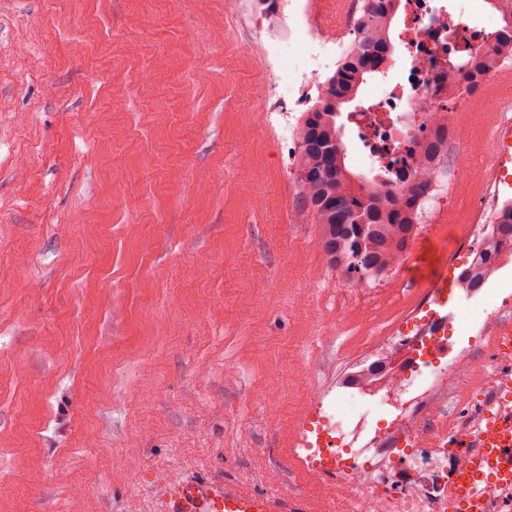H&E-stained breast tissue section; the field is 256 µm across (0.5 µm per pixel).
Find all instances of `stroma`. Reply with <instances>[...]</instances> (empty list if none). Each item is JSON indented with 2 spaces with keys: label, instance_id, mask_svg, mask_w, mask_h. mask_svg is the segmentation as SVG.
Instances as JSON below:
<instances>
[{
  "label": "stroma",
  "instance_id": "obj_1",
  "mask_svg": "<svg viewBox=\"0 0 512 512\" xmlns=\"http://www.w3.org/2000/svg\"><path fill=\"white\" fill-rule=\"evenodd\" d=\"M244 0H0V512H159L152 486L317 489L311 391L432 284L436 224L369 310L298 147L252 101Z\"/></svg>",
  "mask_w": 512,
  "mask_h": 512
}]
</instances>
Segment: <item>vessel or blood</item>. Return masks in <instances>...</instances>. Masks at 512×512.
Here are the masks:
<instances>
[{"mask_svg": "<svg viewBox=\"0 0 512 512\" xmlns=\"http://www.w3.org/2000/svg\"><path fill=\"white\" fill-rule=\"evenodd\" d=\"M461 447L468 454L453 476L455 496L449 508L487 512L479 489L487 483L512 495V371H504L497 396L474 419ZM163 512H288L282 500L250 492L232 482L221 484L186 480L161 483L153 489Z\"/></svg>", "mask_w": 512, "mask_h": 512, "instance_id": "obj_1", "label": "vessel or blood"}]
</instances>
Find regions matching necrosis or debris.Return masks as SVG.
I'll list each match as a JSON object with an SVG mask.
<instances>
[{
	"label": "necrosis or debris",
	"mask_w": 512,
	"mask_h": 512,
	"mask_svg": "<svg viewBox=\"0 0 512 512\" xmlns=\"http://www.w3.org/2000/svg\"><path fill=\"white\" fill-rule=\"evenodd\" d=\"M365 0H343L342 19L329 28L313 11V0H251L247 15L263 39L269 88L254 100L260 116L278 114L285 133L298 132L297 106L310 103L312 88H323V71L336 64V50L354 32ZM487 0H465L447 7L440 0H398L387 36L397 57L408 54V68L396 60L387 76L361 88L365 99L354 124L359 138L402 144L405 167L427 169L436 189L420 203L422 221L447 214L466 227L465 237L448 251L433 287L414 295L408 313L389 335L363 352L335 399L310 398L314 427L305 449L292 458L307 479L325 485L322 453L335 447L336 486L324 500L325 512H448L453 495L450 473L463 462L454 445L470 423L449 412L461 386L457 367L470 360L469 348L449 354L455 331L485 335L504 328L512 296L488 293L485 306L454 315L448 305L461 291V274L480 281L491 277L482 259L491 241L505 196L512 193V89L496 88V73L482 80V100L469 97L449 78V54L465 55L474 46L494 47L500 16ZM487 122L494 131L486 166L488 180L471 187V203L458 209V185L466 169L454 164L464 116Z\"/></svg>",
	"instance_id": "obj_1"
}]
</instances>
